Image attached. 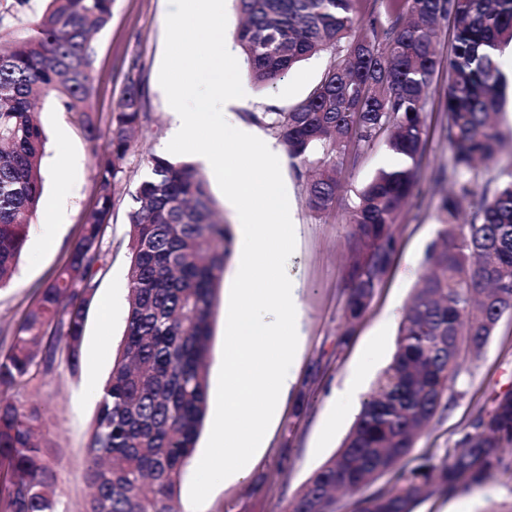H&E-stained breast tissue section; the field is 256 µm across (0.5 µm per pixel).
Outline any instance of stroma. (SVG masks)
<instances>
[{
    "label": "stroma",
    "instance_id": "35a3bbf8",
    "mask_svg": "<svg viewBox=\"0 0 512 512\" xmlns=\"http://www.w3.org/2000/svg\"><path fill=\"white\" fill-rule=\"evenodd\" d=\"M169 0H113L112 17L92 40L95 105L108 119L124 87L140 80L146 113L140 130L120 163L124 188H134L144 175L149 154H166L172 116L159 84L165 47V21ZM334 60L323 52L300 63L283 78L259 86L246 82V101L235 108L234 119L251 124L261 139L274 138L266 125L250 122L262 112H286L305 99ZM448 70L433 77L426 105L427 138L419 182L400 216L399 247L384 282L356 324L346 344H339L348 267L345 261L350 228L346 222L356 190L378 169L400 163L397 155L378 142L356 167L344 170L343 188L333 212H310L299 178L287 151L279 161L288 199L295 211L296 247L287 262L291 278L301 292L297 317L301 336L294 363L297 381L280 403L279 416L263 438L249 476L220 483L197 512H285L289 500L308 478L340 447L360 410L356 400L333 398L334 389L356 373L372 385L388 364L396 346L397 328L412 290L423 275L424 258L436 237L440 207L447 183L434 179L448 163L445 93ZM38 118L46 136L42 158L43 189L36 215L28 228L19 262L5 288L0 289V346H8L23 312L38 291L51 282L79 239L84 212L95 200L94 157H110L107 139L90 152L77 116L63 111L54 97L38 105ZM65 150L67 163L58 166L57 152ZM124 202H116L105 235L106 268L87 315L77 375L61 371L53 380L34 378L12 391L22 403L35 402L44 411L42 433L52 445L56 471L54 498L59 512H81L90 493L83 480L88 465L86 445L98 402L86 393L88 376L106 381L112 371L127 315L128 236ZM233 266H226L217 294L212 325L209 385L218 383V367L227 319ZM512 387V318L503 317L483 356L466 364L456 389L454 406L435 417L416 442V453L443 456L454 446L483 404L490 390ZM512 505V481L489 478L483 485L448 495L436 492L420 502L416 512H487Z\"/></svg>",
    "mask_w": 512,
    "mask_h": 512
}]
</instances>
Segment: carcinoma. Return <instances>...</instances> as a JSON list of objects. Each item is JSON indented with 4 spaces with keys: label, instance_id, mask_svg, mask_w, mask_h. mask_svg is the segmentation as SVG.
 <instances>
[{
    "label": "carcinoma",
    "instance_id": "1",
    "mask_svg": "<svg viewBox=\"0 0 512 512\" xmlns=\"http://www.w3.org/2000/svg\"><path fill=\"white\" fill-rule=\"evenodd\" d=\"M237 32L248 77L285 76L325 51L345 48L308 97L288 112L249 118L266 124L298 160L307 207L330 212L339 175L378 140L402 163L381 169L348 212L349 280L339 344L353 335L398 249L396 224L417 182L426 137L425 106L442 58L439 24L451 20L446 109L450 188L429 245V267L398 325L396 350L362 402L341 447L297 490L286 512H336L335 492L360 495L356 512H415L434 488L479 486L512 475V389L493 391L453 450L396 469L418 433L456 400L465 363L480 359L503 316H512V171L481 164L512 137L495 115L512 44V0H237ZM112 17V0H49L20 37L0 40V288L24 248L42 193L44 131L34 112L54 96L79 118L94 160L97 201L82 217L66 264L39 293L0 350V512H56V474L37 405L4 393L55 373L57 355L80 368L86 314L105 269L103 249L116 200V161L144 117L143 89L131 80L109 118L112 161L98 160L101 118L93 104V31ZM128 311L112 372L94 418L84 512H175L183 475L208 407L206 364L217 291L232 233L217 218L204 175L192 164L151 154L127 191ZM394 473L393 482L377 480Z\"/></svg>",
    "mask_w": 512,
    "mask_h": 512
}]
</instances>
